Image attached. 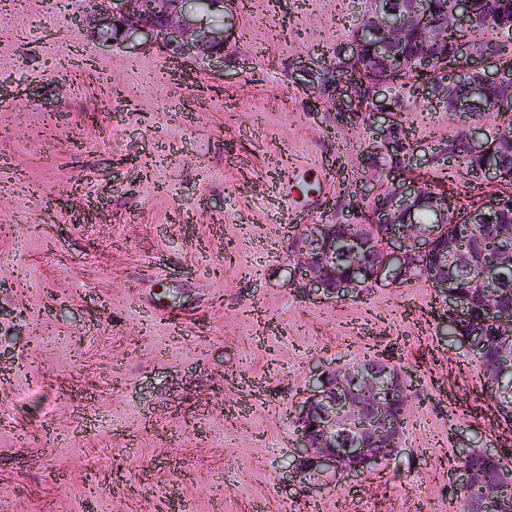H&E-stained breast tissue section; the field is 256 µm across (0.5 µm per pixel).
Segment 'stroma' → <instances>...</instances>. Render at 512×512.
<instances>
[{
    "mask_svg": "<svg viewBox=\"0 0 512 512\" xmlns=\"http://www.w3.org/2000/svg\"><path fill=\"white\" fill-rule=\"evenodd\" d=\"M368 6L225 7L221 75L72 27L73 0H0V512H453L461 449L512 457L430 284L336 301L289 273L296 225L343 220L375 144L312 107L292 64ZM402 119L404 175L462 208L500 192L429 160L446 112ZM384 356L413 383L396 455L297 482L314 375Z\"/></svg>",
    "mask_w": 512,
    "mask_h": 512,
    "instance_id": "obj_1",
    "label": "stroma"
}]
</instances>
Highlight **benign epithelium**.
<instances>
[{
    "mask_svg": "<svg viewBox=\"0 0 512 512\" xmlns=\"http://www.w3.org/2000/svg\"><path fill=\"white\" fill-rule=\"evenodd\" d=\"M199 10L192 0H91L90 11L105 22L112 36L131 38L141 33L162 36L169 59H207L224 64V38L198 29L191 17L224 11V0H205ZM498 0H484L483 9L472 0H452L451 10L434 11V0H370L366 24L357 27L347 45L334 54L355 64V73L332 67L322 59H308L296 76L308 87L331 89V108L346 123L365 118L377 134L378 153L387 156L386 178L370 194L365 220L341 221L346 234L336 235L334 224H306L293 239L297 258L294 275L307 281L308 290L325 298L347 297L386 277L396 282L411 268L429 277L449 322L468 307L460 293L458 277L448 273L470 266L469 254L448 253V225L501 224L512 200L493 196L466 210L455 208L447 197L424 184L397 175L411 150L401 114L404 96L396 86L410 70L422 69L436 78L426 100L448 112L465 129L466 155L482 161L481 178L504 181L512 172L500 162L512 150V126H503L492 138L476 135L475 118L490 107L512 117V60L502 57L488 41L462 40L451 53H434L427 43L404 49L408 33H419L435 16L437 41L446 44L448 29L469 32L491 26ZM499 95L488 102L492 89ZM423 211L422 224L416 214ZM379 242H374L373 233ZM499 258L512 264V226L497 235ZM410 391L406 375L382 357L317 374L316 384L299 407L297 456L307 472H364L395 455L403 435L397 408ZM499 416L512 424V380H499L494 390ZM485 457L500 467L506 483L512 482V463L489 448ZM475 480L465 465L455 470L459 492Z\"/></svg>",
    "mask_w": 512,
    "mask_h": 512,
    "instance_id": "1",
    "label": "benign epithelium"
}]
</instances>
